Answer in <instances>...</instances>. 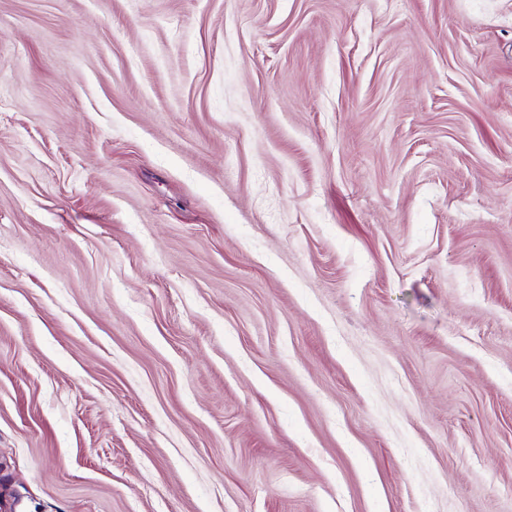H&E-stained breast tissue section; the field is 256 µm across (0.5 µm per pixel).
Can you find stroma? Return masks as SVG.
<instances>
[{
	"mask_svg": "<svg viewBox=\"0 0 512 512\" xmlns=\"http://www.w3.org/2000/svg\"><path fill=\"white\" fill-rule=\"evenodd\" d=\"M20 512H512V0H0Z\"/></svg>",
	"mask_w": 512,
	"mask_h": 512,
	"instance_id": "35a3bbf8",
	"label": "stroma"
}]
</instances>
